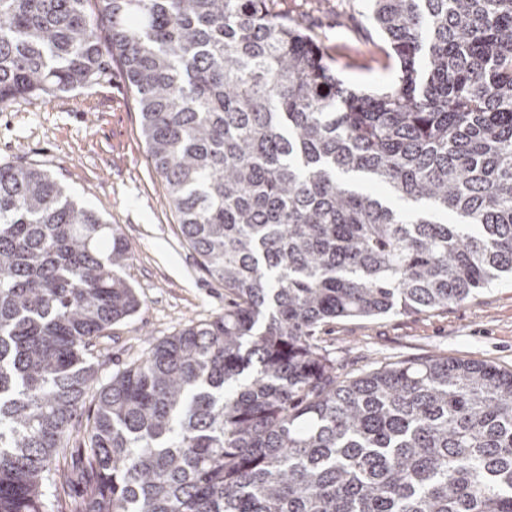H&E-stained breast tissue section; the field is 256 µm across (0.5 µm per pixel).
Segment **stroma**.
Here are the masks:
<instances>
[{
    "label": "stroma",
    "instance_id": "35a3bbf8",
    "mask_svg": "<svg viewBox=\"0 0 512 512\" xmlns=\"http://www.w3.org/2000/svg\"><path fill=\"white\" fill-rule=\"evenodd\" d=\"M271 7L303 24L346 87L376 93L395 85L399 65L370 18L371 0H273ZM0 164L48 172L75 200L118 225L129 244L125 276L139 307L102 338L100 383L165 337L223 315L224 284L202 271L181 235L118 61L108 60L85 86L0 108ZM317 336L351 375L425 355L512 370V278L443 310L336 319Z\"/></svg>",
    "mask_w": 512,
    "mask_h": 512
}]
</instances>
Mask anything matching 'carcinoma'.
<instances>
[{
	"label": "carcinoma",
	"mask_w": 512,
	"mask_h": 512,
	"mask_svg": "<svg viewBox=\"0 0 512 512\" xmlns=\"http://www.w3.org/2000/svg\"><path fill=\"white\" fill-rule=\"evenodd\" d=\"M88 5L0 0V106L118 55L181 233L233 302L98 385V340L138 307L128 243L1 164L0 512H512L511 370L348 377L316 342L512 273V0H372L400 66L378 94L267 0Z\"/></svg>",
	"instance_id": "carcinoma-1"
}]
</instances>
